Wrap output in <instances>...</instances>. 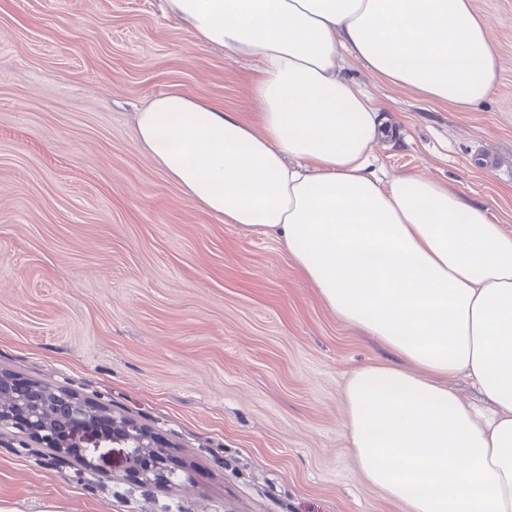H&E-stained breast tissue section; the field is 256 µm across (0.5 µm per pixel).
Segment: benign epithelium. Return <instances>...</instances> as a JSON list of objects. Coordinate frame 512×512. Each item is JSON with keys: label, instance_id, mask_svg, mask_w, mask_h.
I'll return each instance as SVG.
<instances>
[{"label": "benign epithelium", "instance_id": "7a95c632", "mask_svg": "<svg viewBox=\"0 0 512 512\" xmlns=\"http://www.w3.org/2000/svg\"><path fill=\"white\" fill-rule=\"evenodd\" d=\"M17 428L14 451L24 454L40 449L46 463L94 469L87 455L74 457L72 448H101L121 443L128 448L126 472L144 486H168L177 468L167 448L134 419L114 416L112 410L41 383H19L0 371V431Z\"/></svg>", "mask_w": 512, "mask_h": 512}]
</instances>
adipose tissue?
<instances>
[{
    "mask_svg": "<svg viewBox=\"0 0 512 512\" xmlns=\"http://www.w3.org/2000/svg\"><path fill=\"white\" fill-rule=\"evenodd\" d=\"M201 43L250 59L256 122L177 91L137 139L191 200L273 236L343 321L387 355L343 385L362 475L409 512H512V232L448 183L382 180L390 128L347 58L467 110L499 55L471 0H166ZM472 378L463 401L449 377Z\"/></svg>",
    "mask_w": 512,
    "mask_h": 512,
    "instance_id": "ef3b65f1",
    "label": "adipose tissue"
}]
</instances>
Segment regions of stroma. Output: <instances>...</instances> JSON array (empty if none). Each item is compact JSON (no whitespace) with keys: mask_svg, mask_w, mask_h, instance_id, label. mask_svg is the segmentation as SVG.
<instances>
[{"mask_svg":"<svg viewBox=\"0 0 512 512\" xmlns=\"http://www.w3.org/2000/svg\"><path fill=\"white\" fill-rule=\"evenodd\" d=\"M500 58L467 111L350 60L399 134L387 176L421 172L512 232V0H472ZM252 62L199 44L163 0H0V370L148 427L191 464L162 491L0 447L17 512H407L360 473L342 384L381 354L272 238L190 200L133 122L176 89L253 118Z\"/></svg>","mask_w":512,"mask_h":512,"instance_id":"obj_1","label":"stroma"}]
</instances>
